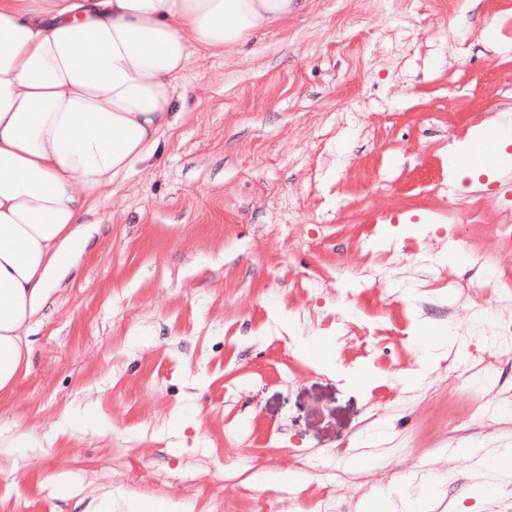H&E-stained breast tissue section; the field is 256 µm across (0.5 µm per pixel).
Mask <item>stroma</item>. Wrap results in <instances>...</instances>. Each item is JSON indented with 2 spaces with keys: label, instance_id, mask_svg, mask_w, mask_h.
<instances>
[{
  "label": "stroma",
  "instance_id": "1",
  "mask_svg": "<svg viewBox=\"0 0 512 512\" xmlns=\"http://www.w3.org/2000/svg\"><path fill=\"white\" fill-rule=\"evenodd\" d=\"M511 20L512 0H307L245 51L193 52L159 151L98 195L30 367L0 392V438L37 443L0 447V512H86L109 488L116 512H253L261 495L391 512L380 490L407 476L429 512H512V482L485 489L471 455L512 445L491 419L512 401V337L470 322L512 319V268L434 260L512 249L507 188L463 175L462 216L448 194L449 143L512 111V51L485 43ZM475 356L498 374L450 386ZM89 408L110 434L46 443ZM266 470L300 478L267 486Z\"/></svg>",
  "mask_w": 512,
  "mask_h": 512
}]
</instances>
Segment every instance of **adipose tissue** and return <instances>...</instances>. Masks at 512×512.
I'll return each instance as SVG.
<instances>
[{"label": "adipose tissue", "instance_id": "ef3b65f1", "mask_svg": "<svg viewBox=\"0 0 512 512\" xmlns=\"http://www.w3.org/2000/svg\"><path fill=\"white\" fill-rule=\"evenodd\" d=\"M306 0H0V391L99 192L157 149L193 51L234 52Z\"/></svg>", "mask_w": 512, "mask_h": 512}]
</instances>
